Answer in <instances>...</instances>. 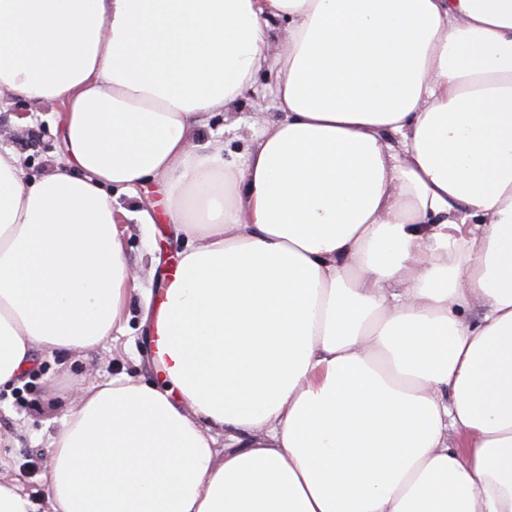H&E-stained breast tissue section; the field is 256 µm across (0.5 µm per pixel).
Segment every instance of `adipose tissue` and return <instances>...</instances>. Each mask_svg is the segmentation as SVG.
<instances>
[{"mask_svg":"<svg viewBox=\"0 0 512 512\" xmlns=\"http://www.w3.org/2000/svg\"><path fill=\"white\" fill-rule=\"evenodd\" d=\"M5 94L65 115L39 178L0 146V387L123 322L112 191L197 240L168 388L79 387L54 512H512V0H0ZM265 104L254 95H246L231 111L210 116L204 139L198 143L204 144L208 140L224 141L225 154L245 150L255 140V111Z\"/></svg>","mask_w":512,"mask_h":512,"instance_id":"1","label":"adipose tissue"}]
</instances>
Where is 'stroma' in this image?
I'll use <instances>...</instances> for the list:
<instances>
[{
	"label": "stroma",
	"mask_w": 512,
	"mask_h": 512,
	"mask_svg": "<svg viewBox=\"0 0 512 512\" xmlns=\"http://www.w3.org/2000/svg\"><path fill=\"white\" fill-rule=\"evenodd\" d=\"M260 105V99L248 95L231 111L210 116L206 139L223 141L228 152L246 149L255 139L253 117ZM62 117L56 105L47 104L35 112L20 100L0 101V144L21 152L28 177H40L59 155ZM156 200L155 194L144 191L135 198L123 192L114 196L115 203L130 212L120 232L126 257L139 276L122 330L86 355L37 354L25 375L0 389V458L5 461L0 479L21 478L36 512H53L47 442L75 406V386L119 374L159 387L165 384L154 354L152 327L160 309L162 283L175 269L187 240L176 233ZM143 209L149 210L152 223H141L138 213Z\"/></svg>",
	"instance_id": "stroma-1"
}]
</instances>
